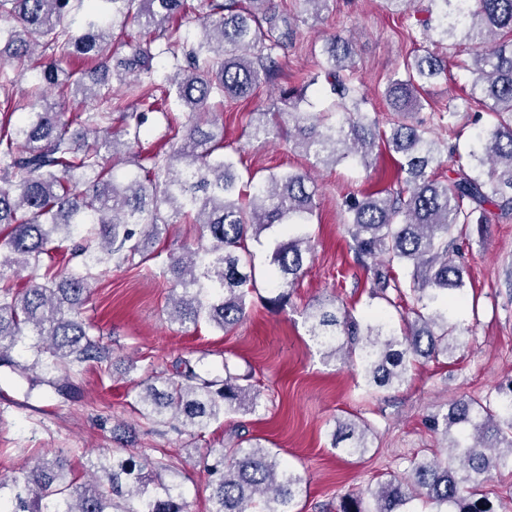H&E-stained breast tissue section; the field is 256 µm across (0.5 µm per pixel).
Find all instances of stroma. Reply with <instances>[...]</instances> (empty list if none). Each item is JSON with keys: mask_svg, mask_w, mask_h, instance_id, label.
<instances>
[{"mask_svg": "<svg viewBox=\"0 0 512 512\" xmlns=\"http://www.w3.org/2000/svg\"><path fill=\"white\" fill-rule=\"evenodd\" d=\"M427 5L428 0H414L401 14L387 0H332L321 19L300 23L277 84L262 86L252 100L224 105V141L241 151V181L306 171L318 187L317 208L307 227L314 256L287 307L271 313L262 303L271 294L267 272L273 242L280 237L276 231L250 242L256 278L252 304L243 322L225 333L170 322L165 308L171 287L147 268L111 270L94 282L83 310L84 319L112 348L110 372L88 368L79 398L65 404L45 390L28 392L18 374L0 371V479L23 478L41 455L63 456L75 472H82L88 459L111 447L110 428L121 423L135 426L140 446L165 449L178 459V470L166 479L181 485L191 512L211 507L203 472L206 450L233 445L241 431L261 439L303 474L307 494L299 501L300 512H336L345 494L404 473L416 456L434 453L447 459V450L428 426L429 416L446 412L454 400L478 397L512 381V214L489 208L486 223L467 225L460 239L470 267L466 301L451 311L454 321L470 330L461 350L437 363L415 365L407 383L376 392L357 371L324 362L304 311L332 298L356 317L379 310L399 322L394 308L370 298L372 273L356 261L344 213L348 193L394 182V159L382 154L368 169L352 159L316 165L284 141L261 143L247 137L251 110L270 107L280 89L296 85L298 74L312 69L336 32L352 39L364 84L372 89L382 83L411 51L410 36ZM432 50L449 60L447 77L428 89L429 100L439 107L469 91L471 75L462 67L469 54L445 41ZM180 355L203 357L206 368L215 372L226 360L239 372H251L261 392V410L226 415L196 439L139 420L130 408L134 380L150 366ZM349 416L363 419L373 431L364 456L343 455L330 446L335 419Z\"/></svg>", "mask_w": 512, "mask_h": 512, "instance_id": "obj_1", "label": "stroma"}]
</instances>
